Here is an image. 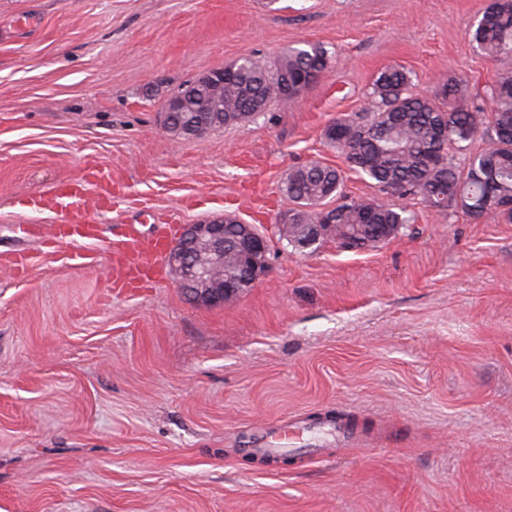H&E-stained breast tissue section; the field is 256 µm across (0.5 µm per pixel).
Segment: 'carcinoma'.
I'll return each mask as SVG.
<instances>
[{"label":"carcinoma","mask_w":512,"mask_h":512,"mask_svg":"<svg viewBox=\"0 0 512 512\" xmlns=\"http://www.w3.org/2000/svg\"><path fill=\"white\" fill-rule=\"evenodd\" d=\"M473 48L492 59H512V0H488L470 23ZM325 46L303 43L288 49L275 69L252 59L236 62L237 74L224 83V120L215 130L250 120L280 98V81L288 78L303 92L329 67ZM404 68L389 67L372 83L368 112L343 114L328 125L326 142L347 169L368 178L385 194L420 195L426 206L446 216L460 210L473 219L492 212L512 222V66L504 67L488 85L486 106L462 104L464 84L450 77L433 91H412ZM445 127L440 140L435 130ZM483 147L473 149L475 142ZM343 170L313 161L288 170L282 194L297 224H321V242L349 239L360 250L378 247L411 223L407 211L371 199H349L343 193ZM339 203L327 208L333 199ZM248 276L235 257L224 256V280Z\"/></svg>","instance_id":"cac0c4a2"}]
</instances>
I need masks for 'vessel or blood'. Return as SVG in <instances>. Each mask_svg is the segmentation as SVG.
Returning <instances> with one entry per match:
<instances>
[{
  "label": "vessel or blood",
  "mask_w": 512,
  "mask_h": 512,
  "mask_svg": "<svg viewBox=\"0 0 512 512\" xmlns=\"http://www.w3.org/2000/svg\"><path fill=\"white\" fill-rule=\"evenodd\" d=\"M115 196L111 171L92 165L81 177L54 184L45 193L30 198L27 205L34 211L50 209L62 213L68 228L53 230L52 235L56 242L69 244L67 265L90 268L95 266L96 256L87 245L98 240L99 228L91 221L89 211L96 206H110ZM169 239L164 228L148 235L139 225H124L107 248L110 287L127 288L159 276Z\"/></svg>",
  "instance_id": "obj_1"
}]
</instances>
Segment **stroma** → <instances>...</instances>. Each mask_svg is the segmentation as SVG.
Here are the masks:
<instances>
[{
    "mask_svg": "<svg viewBox=\"0 0 512 512\" xmlns=\"http://www.w3.org/2000/svg\"><path fill=\"white\" fill-rule=\"evenodd\" d=\"M484 0H0V512H512V223L413 218L378 248L312 254L278 234L281 182L361 112L375 76H456L482 102L499 65L466 34ZM320 43L324 76L290 107L176 141L162 105L200 74ZM111 170L95 267L55 261L26 201ZM235 214L270 267L221 306L171 269L109 288L122 225ZM348 439L333 436L335 425ZM290 466L244 455L282 431Z\"/></svg>",
    "mask_w": 512,
    "mask_h": 512,
    "instance_id": "obj_1",
    "label": "stroma"
}]
</instances>
